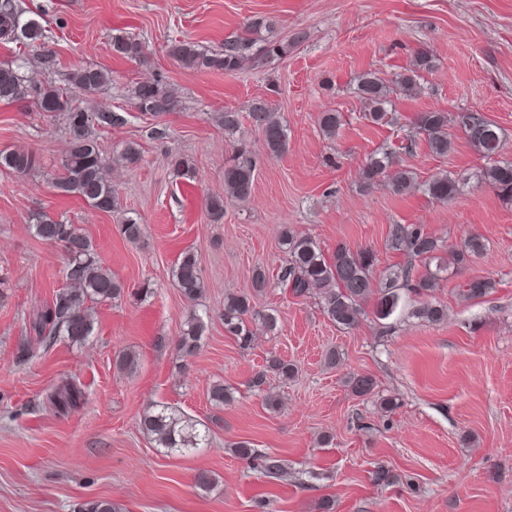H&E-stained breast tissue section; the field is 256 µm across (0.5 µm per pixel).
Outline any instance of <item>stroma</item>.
I'll return each instance as SVG.
<instances>
[{"label": "stroma", "mask_w": 512, "mask_h": 512, "mask_svg": "<svg viewBox=\"0 0 512 512\" xmlns=\"http://www.w3.org/2000/svg\"><path fill=\"white\" fill-rule=\"evenodd\" d=\"M16 2L41 23L57 57L50 72L27 62L26 76L66 88L75 70L104 69L111 82L74 103L125 113L127 122L96 132L121 203L103 213L53 187L68 149L61 118L28 99L0 103V150L39 159L22 178L0 171V512H72L94 498L123 512H259L261 499L266 512H512V203L477 182L487 162L459 125L448 128L453 149L445 158L413 133L418 113L477 110L499 127L500 157L512 161V0ZM254 18L271 21L276 38L298 29L308 38L232 73L187 69L168 54L174 40L221 49ZM119 33L142 42L144 61L113 53ZM421 49L435 61L421 92L394 97L390 122H372L359 75L394 80ZM153 79L177 90V111L156 118L134 107L136 86ZM258 98L287 128L284 153L267 152L251 122L232 136L218 122L227 109L248 114ZM328 110L341 115L332 138L318 123ZM158 124L166 129L160 140L150 134ZM129 142L142 156L133 169L114 162ZM242 142L256 157L254 190L212 221L205 202L223 194L224 166ZM384 149L418 181L448 172L466 182L445 202L418 189L393 194L383 179L365 186L367 157ZM178 156L192 165V178L174 177ZM39 211L79 225L125 292L93 304L94 330L84 343L35 346L22 364L17 350L30 311L65 285L60 247L30 229ZM128 216L144 228L135 243L121 232ZM395 224L422 225L446 247L472 235L483 243L435 288L441 322L410 314L418 302L411 295L407 310L384 321L369 312L344 329L316 299L294 296L278 280L284 229L328 253L339 243L370 249L380 275L400 261L386 247ZM185 250L197 255L205 282L197 300L172 280ZM258 269L266 274L262 289L253 286ZM473 279L487 282L483 297L463 295ZM230 294L274 312L276 330L255 326L250 348H241L220 318ZM192 312L207 329L200 351L185 359L174 343ZM332 347L340 361L330 367L323 355ZM125 354L133 368L119 367ZM272 356L298 369L290 380L268 374L267 388L281 400L276 410L249 386ZM357 373L373 377V395L349 391L346 379ZM67 376L80 379L85 398L63 416L47 396ZM217 382L232 392L230 404L210 401ZM386 397L397 403L388 413L378 405ZM156 405L208 427L206 444L185 453L156 447L139 426ZM238 441L280 459L284 476L267 478L239 458ZM380 466L397 474L396 484L373 483ZM201 471L212 476L211 489L196 487Z\"/></svg>", "instance_id": "obj_1"}]
</instances>
